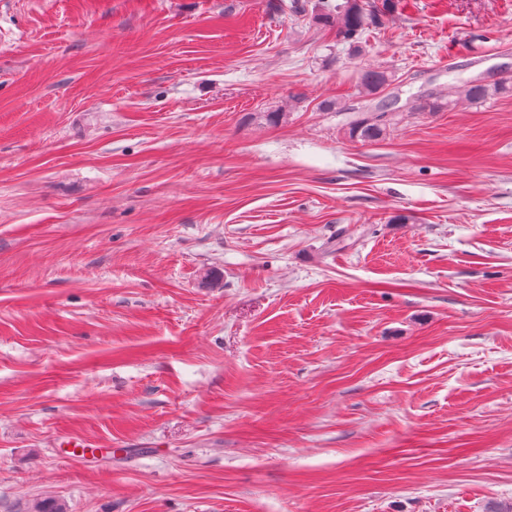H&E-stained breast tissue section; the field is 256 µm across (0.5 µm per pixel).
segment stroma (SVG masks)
Wrapping results in <instances>:
<instances>
[{
	"label": "stroma",
	"mask_w": 512,
	"mask_h": 512,
	"mask_svg": "<svg viewBox=\"0 0 512 512\" xmlns=\"http://www.w3.org/2000/svg\"><path fill=\"white\" fill-rule=\"evenodd\" d=\"M394 3L0 0V512H512V0ZM377 21L375 11L366 12L358 0H346L344 5L333 8L327 6L318 16V22L325 29L336 26V38L347 43L355 55L363 51V36ZM392 74L383 68H370L360 75V88L367 95L383 92L393 81ZM512 79L506 78L498 83L485 84L481 82H470L466 85V94L474 102H483L496 94L511 92ZM387 112H361L359 117L352 123L349 134L353 138L363 141H374L379 139L387 125Z\"/></svg>",
	"instance_id": "1"
}]
</instances>
